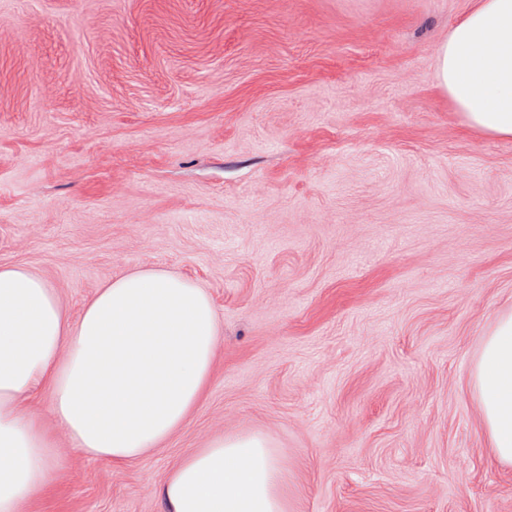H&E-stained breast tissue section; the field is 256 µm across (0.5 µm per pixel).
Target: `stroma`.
<instances>
[{"mask_svg": "<svg viewBox=\"0 0 512 512\" xmlns=\"http://www.w3.org/2000/svg\"><path fill=\"white\" fill-rule=\"evenodd\" d=\"M472 2L0 0V265L73 318L165 269L222 329L164 448H63L35 512H164L222 433L272 440L288 512H512L471 386L512 311V139L435 80Z\"/></svg>", "mask_w": 512, "mask_h": 512, "instance_id": "35a3bbf8", "label": "stroma"}]
</instances>
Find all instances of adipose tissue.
Segmentation results:
<instances>
[{"label":"adipose tissue","instance_id":"adipose-tissue-1","mask_svg":"<svg viewBox=\"0 0 512 512\" xmlns=\"http://www.w3.org/2000/svg\"><path fill=\"white\" fill-rule=\"evenodd\" d=\"M435 75L470 127L512 139V0H475ZM220 338L208 293L164 269L112 280L73 320L45 279L0 265V512L62 482L58 438L115 468L160 450L209 385ZM471 385L496 456L512 463V312L485 337ZM282 471L267 437L218 435L155 492L165 512H288Z\"/></svg>","mask_w":512,"mask_h":512}]
</instances>
